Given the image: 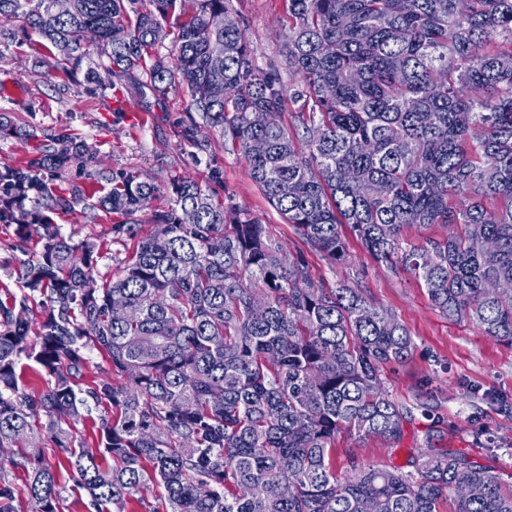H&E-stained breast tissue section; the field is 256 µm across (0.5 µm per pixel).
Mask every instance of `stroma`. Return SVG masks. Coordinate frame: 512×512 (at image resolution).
Returning <instances> with one entry per match:
<instances>
[{
    "label": "stroma",
    "instance_id": "stroma-1",
    "mask_svg": "<svg viewBox=\"0 0 512 512\" xmlns=\"http://www.w3.org/2000/svg\"><path fill=\"white\" fill-rule=\"evenodd\" d=\"M232 6L258 68L280 61L282 0H232ZM15 36V44L0 62V80L14 79L26 91L24 99L10 103L12 124L37 137L66 132L95 143L107 169L134 170L155 179L161 192L154 207L168 206L170 183L189 176L213 197L233 196L240 209L261 220L271 239L291 248L300 245L294 225L267 203L250 179L239 151L217 144L197 148L180 140V123L189 105L185 92H170L162 102H150L145 111L111 112L84 72H45L36 66L29 47L33 33L19 28ZM138 218V224L120 232L115 229L120 222L116 216L95 218L78 210L57 215L55 221L75 240L100 246L94 276L102 283L122 274L136 239L149 231L147 213H139ZM341 234L348 262L333 264L313 253L309 259L314 268L328 281L361 288L372 304L395 312L408 329L414 349L406 363L383 365L380 372L390 398L409 412L402 440L393 444L341 433L333 454L337 472L349 471L354 459L407 470L411 456L424 445L426 428L438 417L444 426L436 449L464 454L512 488V411L500 408L501 401L512 402V342L486 335L474 324L449 321L431 305L414 275L377 263L349 227H342ZM40 247L38 238L20 243L13 226L0 224V300L26 299L28 318L35 326L44 318L42 298L26 297L22 260L25 253ZM40 446L45 461L57 468L63 512H93L76 475L59 467L61 454L50 435L42 436Z\"/></svg>",
    "mask_w": 512,
    "mask_h": 512
}]
</instances>
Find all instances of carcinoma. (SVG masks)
Returning <instances> with one entry per match:
<instances>
[{"label": "carcinoma", "instance_id": "cac0c4a2", "mask_svg": "<svg viewBox=\"0 0 512 512\" xmlns=\"http://www.w3.org/2000/svg\"><path fill=\"white\" fill-rule=\"evenodd\" d=\"M183 2L0 0V61L20 19L49 71L84 68L107 89L124 76L141 98L186 92L183 141L199 148L209 128L238 148L302 246L271 240L232 198L183 178L123 274L100 285L99 246L52 218L84 199L56 181L71 168L108 181L87 208L131 224L156 199L153 178L105 174L96 145L67 133L0 166V224L42 240L23 267L45 297L35 333L25 301L0 302V474L23 466L34 512H60L38 446L46 433L96 512H130L154 484V512H440L450 497L454 512H512V489L452 451L422 452L407 472L353 457L351 474H336L339 433L400 440L406 411L380 368L409 359L413 340L308 260L346 262L347 224L448 319L512 342V0H284L282 61L264 72L231 0H191L193 14L168 23ZM170 35L171 65L159 56ZM6 112L0 137H36ZM415 224L448 233L407 247ZM114 303L133 316L110 314ZM88 348L108 356L112 377L86 387ZM23 359L48 377L37 397L17 372ZM104 402L112 416L96 448H73L72 422Z\"/></svg>", "mask_w": 512, "mask_h": 512}]
</instances>
